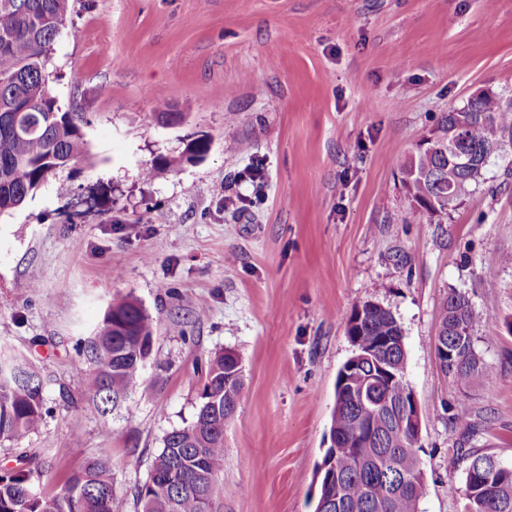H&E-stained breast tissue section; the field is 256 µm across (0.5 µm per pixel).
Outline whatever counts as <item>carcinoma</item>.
Segmentation results:
<instances>
[{
  "mask_svg": "<svg viewBox=\"0 0 512 512\" xmlns=\"http://www.w3.org/2000/svg\"><path fill=\"white\" fill-rule=\"evenodd\" d=\"M69 0H0V215L14 211L47 179L84 159L88 143L80 113L62 109L49 86V51L66 27ZM210 141L190 140L180 156L202 159ZM512 95L484 90L443 113L400 168L411 214L426 212L441 221L480 185L487 167L503 161L502 183L512 179ZM512 266V253H492L482 272L494 276ZM479 320L469 300L454 293L441 306L438 337L460 329L465 342L444 355L443 371L469 386L489 376L474 349ZM155 324L142 303H112L82 351L94 365L86 386L93 400L116 404L141 387ZM347 336L357 358L336 376L331 446L319 481L322 512H418L427 484L419 465V438L401 420L409 402L403 330L386 307L365 302L352 310ZM235 352L214 354L193 420L167 432L149 479L136 491L141 512H212L224 469V424L234 414L242 378L230 373ZM44 379L30 360L0 346V441L20 443L42 425L49 408ZM468 439L479 432L470 415L453 417ZM466 461V512H512V468L479 464L489 453L459 448ZM42 471L22 466L0 471V512H112V473L107 453L74 469L60 492L46 497L38 488Z\"/></svg>",
  "mask_w": 512,
  "mask_h": 512,
  "instance_id": "carcinoma-1",
  "label": "carcinoma"
}]
</instances>
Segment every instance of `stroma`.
Wrapping results in <instances>:
<instances>
[{
	"mask_svg": "<svg viewBox=\"0 0 512 512\" xmlns=\"http://www.w3.org/2000/svg\"><path fill=\"white\" fill-rule=\"evenodd\" d=\"M72 4L49 81L81 113L90 154L0 217V342L38 367L52 414L22 449L0 443V470L36 456L50 496L105 451L113 512H140L163 436L191 422L209 358L231 350L243 388L213 512H315L336 375L354 353L346 321L376 302L402 326L419 405V512H463L459 410L486 423L472 447L512 466V266L481 270L512 252V183L489 165L439 222L410 215L399 169L442 112L512 90V0ZM160 102L182 121L160 120ZM201 135L204 159L181 161ZM160 155L175 166L144 178ZM255 164L261 200L225 207L250 193L237 176ZM455 292L480 316L474 348L491 371L466 387L436 353ZM127 295L154 341L142 387L104 415L79 343Z\"/></svg>",
	"mask_w": 512,
	"mask_h": 512,
	"instance_id": "1",
	"label": "stroma"
}]
</instances>
